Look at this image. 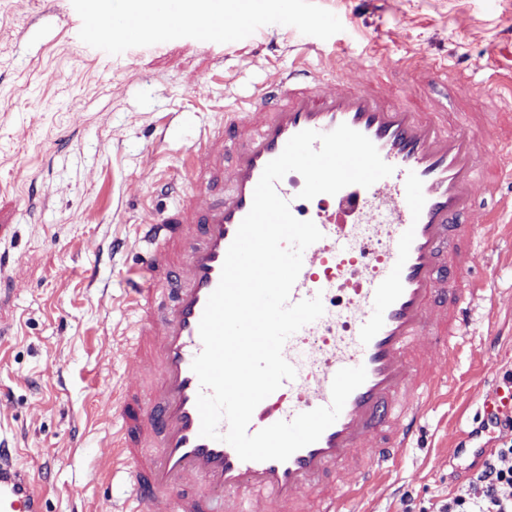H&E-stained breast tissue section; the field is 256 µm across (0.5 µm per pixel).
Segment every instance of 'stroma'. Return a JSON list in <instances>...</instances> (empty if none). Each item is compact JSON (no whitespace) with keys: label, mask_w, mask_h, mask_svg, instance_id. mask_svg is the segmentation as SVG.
I'll list each match as a JSON object with an SVG mask.
<instances>
[{"label":"stroma","mask_w":512,"mask_h":512,"mask_svg":"<svg viewBox=\"0 0 512 512\" xmlns=\"http://www.w3.org/2000/svg\"><path fill=\"white\" fill-rule=\"evenodd\" d=\"M343 30L313 39L265 25L229 43L180 38L111 55L79 38L72 0H0V436L42 486L45 512H113L112 422L104 412L137 369L122 352L135 338L127 299L145 278L136 227L169 206L154 185L170 179L201 132L239 112L257 85L314 44L310 64L342 55L359 83L382 47L412 56L392 79L445 98L469 87L448 116L480 112L490 67L512 113V0H316ZM448 63L432 82L428 66ZM498 262L486 305L476 307L452 373L458 383L428 414L425 445L406 449L390 484L368 491L357 512H438L473 472L470 446L494 450L512 428L472 439L485 394L512 373V250L477 247ZM495 324V345L485 341Z\"/></svg>","instance_id":"35a3bbf8"}]
</instances>
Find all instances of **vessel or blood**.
Wrapping results in <instances>:
<instances>
[{
	"instance_id": "1",
	"label": "vessel or blood",
	"mask_w": 512,
	"mask_h": 512,
	"mask_svg": "<svg viewBox=\"0 0 512 512\" xmlns=\"http://www.w3.org/2000/svg\"><path fill=\"white\" fill-rule=\"evenodd\" d=\"M336 69L327 59L324 71ZM324 71L299 60L257 86L249 111L225 113L186 152L168 185L172 206L137 227L148 284L128 299L137 331L125 356L140 379L106 409L130 512H345L424 440L473 306L494 278L474 276L475 249L495 248L512 222V135L500 136L497 105L452 128L439 103L390 92L380 75L327 92ZM342 124L395 171L368 188L316 196L323 237L304 251L290 300L321 297L325 312L287 339L296 377L255 408L247 431L330 405L341 368L365 367L367 378L318 441L283 462L244 461L200 434L191 369L203 348L199 322L266 164L296 133ZM478 187L498 197L497 209L477 206ZM324 257L360 263V278L337 284L332 266L313 267ZM339 285L349 298L338 324ZM16 455L0 447V512H44L43 491Z\"/></svg>"
}]
</instances>
